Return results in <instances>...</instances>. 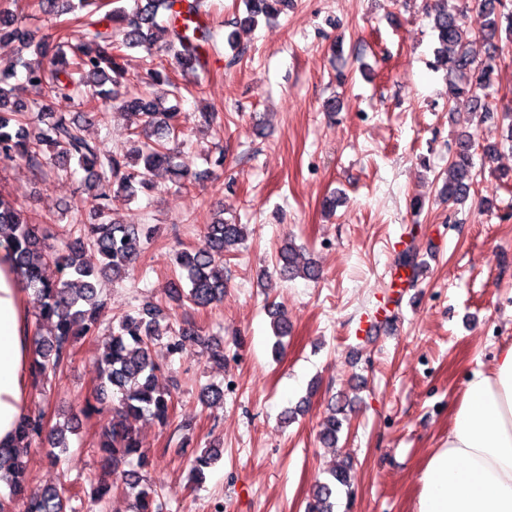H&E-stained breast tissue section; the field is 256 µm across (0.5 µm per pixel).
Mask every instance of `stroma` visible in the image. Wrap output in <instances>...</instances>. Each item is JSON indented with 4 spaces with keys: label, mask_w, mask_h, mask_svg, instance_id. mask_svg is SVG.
<instances>
[{
    "label": "stroma",
    "mask_w": 512,
    "mask_h": 512,
    "mask_svg": "<svg viewBox=\"0 0 512 512\" xmlns=\"http://www.w3.org/2000/svg\"><path fill=\"white\" fill-rule=\"evenodd\" d=\"M426 0H295L277 22L239 34L242 54L227 66L229 48L211 54L204 95L180 101L188 144L181 164L207 168L210 139L201 115L224 127V167L188 189L160 174L150 194L119 204L128 224H150L155 237L135 278L101 280L109 315L146 300L162 303L166 323L191 317L224 347V362H207L190 340L176 358L155 356L160 388L171 390L177 422L194 451L222 443L205 483L189 478L187 457L169 450L171 429L136 422L153 464L145 479L160 486L169 512H303L317 479L335 464L318 440L333 396L352 402L339 445L350 459L351 492L336 512H410L428 452L448 435L449 411L467 372L491 364L512 342V150L475 157L477 182L465 204L438 196L440 174L458 133L501 144L502 108H512V42L504 43L492 99L481 120L467 104L451 109L443 76L431 67L433 37ZM77 183L35 177L0 164L9 193L48 239L73 229L65 209ZM340 204L326 215L322 201ZM425 200L415 212L411 200ZM247 225L244 247L225 260L222 303L187 314L167 301L173 249H190L216 214ZM305 245L322 271L316 281L282 278L275 258L283 240ZM422 263L410 281L403 257ZM287 311L293 332L273 359L268 304ZM380 317L382 336L364 340L362 321ZM92 340L77 344L70 366L46 394L29 390L49 423L63 420L77 397L99 384ZM231 384L222 406L198 400L201 388ZM303 416L285 425L281 413L302 398ZM109 412L84 419L59 465L28 448L31 485L84 489L97 465L96 444Z\"/></svg>",
    "instance_id": "35a3bbf8"
}]
</instances>
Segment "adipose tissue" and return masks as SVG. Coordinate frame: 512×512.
<instances>
[{
    "mask_svg": "<svg viewBox=\"0 0 512 512\" xmlns=\"http://www.w3.org/2000/svg\"><path fill=\"white\" fill-rule=\"evenodd\" d=\"M32 358L28 291L0 247V446L27 406ZM412 512H512V344L477 364L450 409L448 436L418 477Z\"/></svg>",
    "mask_w": 512,
    "mask_h": 512,
    "instance_id": "adipose-tissue-1",
    "label": "adipose tissue"
}]
</instances>
